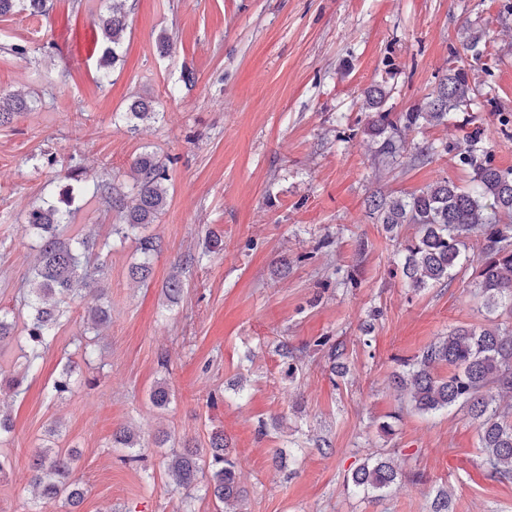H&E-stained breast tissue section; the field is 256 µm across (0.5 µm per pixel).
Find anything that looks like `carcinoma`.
I'll use <instances>...</instances> for the list:
<instances>
[{
	"label": "carcinoma",
	"instance_id": "obj_1",
	"mask_svg": "<svg viewBox=\"0 0 512 512\" xmlns=\"http://www.w3.org/2000/svg\"><path fill=\"white\" fill-rule=\"evenodd\" d=\"M40 16L49 12L48 0H0V16L16 11ZM126 30L124 0H112L110 10L99 19L102 70L99 84L110 81L109 67L120 60L123 34ZM480 37L471 36L464 44L467 56L453 52L448 75L431 93L428 110L413 108L397 117L384 109L385 87L374 85L364 91V109L368 112L367 135L380 139L378 153L395 157L406 150L401 129H420L425 124L448 122L450 115L467 102L468 77L472 68L487 66L479 49ZM41 100L12 96L0 98V124L8 123L22 111H35ZM156 115L152 102L138 99L123 113L126 122L144 120ZM483 129L473 127L458 142L445 145L444 152L453 153L469 167L470 184L458 186L447 179L403 196L375 195L368 206L384 224L390 239L400 237V229L413 224L415 235L402 243L405 261L402 275L409 287L426 288L445 283L454 270L467 261L462 248L465 240L475 236L483 245L477 258L478 290L483 307L489 314L512 316V168L493 164L491 152L483 146ZM438 150L434 145H414L411 161L430 162ZM136 173L132 185V205L123 197L112 198L110 184L90 181L86 171L76 162L68 169L67 178L84 183V191L113 200L122 209V223L111 226L110 236L96 240L91 234L70 236L73 202L67 190L59 204L30 209L23 225L26 234L35 237L34 273L28 291L23 295L24 317L0 309V345L23 333L28 343L24 354L26 368L37 366L38 360L55 340V327L65 310V300L86 303V332L91 333L107 323L109 315L103 303L102 289L93 284L105 279L111 270L113 241L137 240L138 260L128 269L129 277L140 283L152 274L159 242L153 236L139 235V229L152 224L167 204L168 166L151 154H141L132 163ZM448 366V376L439 377L434 370ZM74 368L68 364L54 381L55 396L62 399L71 390ZM397 385L410 396L411 406L421 413H434L452 406L467 409L477 423L484 464L491 475L512 478V412H501L492 406L495 395H512V329L494 326H458L448 336L424 348ZM171 393L164 382L156 383L150 401L158 409L170 404ZM115 448H143L139 436L122 429L113 436ZM77 453L71 448L44 446L35 451L30 465V483L44 503L63 502L76 508L84 497V488L75 477ZM209 471V485L217 512H236L231 508L240 502L244 489L239 485L236 462L228 452L224 433L214 432L209 447L196 448L184 444L182 450L172 448L167 454L165 474L174 490L191 496L199 475ZM394 467L384 461L367 463L351 476L353 487L375 494L396 480Z\"/></svg>",
	"mask_w": 512,
	"mask_h": 512
}]
</instances>
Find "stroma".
<instances>
[{
	"label": "stroma",
	"instance_id": "35a3bbf8",
	"mask_svg": "<svg viewBox=\"0 0 512 512\" xmlns=\"http://www.w3.org/2000/svg\"><path fill=\"white\" fill-rule=\"evenodd\" d=\"M111 3L53 0L46 17L0 16V95L45 102L0 125V308L19 309L28 285L25 215L67 189L73 161L117 195L133 185L139 154L166 162L170 175L168 206L144 229L160 242L147 284L128 276L135 240L112 250L101 283L110 321L92 341L93 365L82 362L77 301L38 370L24 369L25 337L0 346V372L23 380L18 394L0 392L14 424L0 444L11 463L0 512H63L28 484L35 449L52 443L81 452L78 512H214L208 477L189 499L169 486L153 445L161 430L201 448L224 432L246 491L238 512H434L442 494L450 512H512V479L489 476L466 409L419 413L391 383L452 328L496 323L477 273L466 266L448 282L408 288L403 253L367 205L375 193L465 184L468 171L445 153L425 165L405 155L382 163L362 110L374 84L386 87L392 113L425 107L476 29L488 67L471 71L466 107L406 138L445 145L472 117L495 165L512 167V127L497 119L512 114V0H125L124 57L101 87L94 38ZM164 36L173 53L160 54ZM15 43L28 54L14 55ZM140 96L155 118L117 121ZM74 195L70 233L104 237L119 223L106 200ZM212 231L220 250L208 247ZM175 275L184 290L172 304L162 289ZM323 338L342 343L339 369ZM69 362L80 374L55 398ZM159 381L172 393L163 410L149 400ZM122 428L145 444L143 464L113 447ZM379 456L397 480L380 498L354 493V470Z\"/></svg>",
	"mask_w": 512,
	"mask_h": 512
}]
</instances>
